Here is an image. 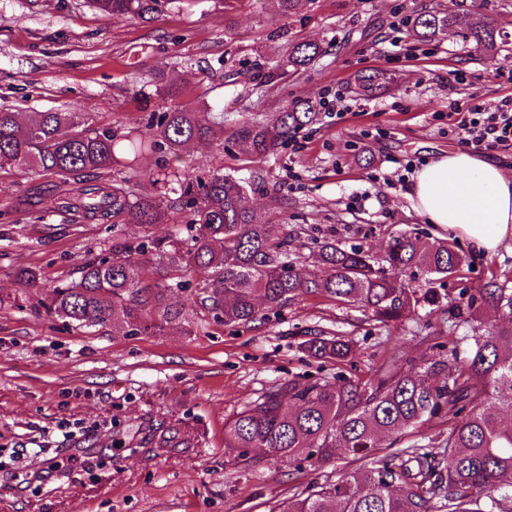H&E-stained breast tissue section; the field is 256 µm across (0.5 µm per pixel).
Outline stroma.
<instances>
[{
    "mask_svg": "<svg viewBox=\"0 0 512 512\" xmlns=\"http://www.w3.org/2000/svg\"><path fill=\"white\" fill-rule=\"evenodd\" d=\"M419 6L467 14L474 26L494 22L506 36L500 64L512 68V0H301L286 17L273 0H196L148 22L107 17L88 0H0V107L23 117L78 112L86 128L123 135L165 111L153 69L168 63L181 102L223 110L225 135L104 178L137 197L162 192L146 175L160 164L193 179L219 169L249 180L257 214L291 239V261L313 274L325 241L377 258L397 231L438 238L407 197L405 165L418 169L457 148L448 132L453 104L476 96L492 108L512 95V83L456 30L417 41L408 18ZM291 42H316L326 53L298 74L277 70ZM373 69L390 83L368 96L355 78ZM335 98L346 109L340 123L322 108ZM298 99L317 118L297 151L255 156L231 137L235 123H274ZM77 188L0 169V512H277L292 494L351 471L349 457L319 469L257 449L240 458L224 447L225 421L279 380L366 379L395 356L419 365L448 355V316L438 308L384 325L329 295H299L254 323L227 325L197 302L202 274L176 267L169 279L184 285L188 331L115 336L75 327L48 314L54 286L111 253L114 241L187 236L176 206L161 224L76 220L58 202ZM26 269L37 272L35 287L22 284ZM508 271L512 241L443 288L455 297ZM318 331L351 343L346 361L304 351ZM183 425L190 447H158L164 429ZM447 435V420L435 419L380 440L377 453L437 449ZM75 448L83 461L40 485L24 483L48 451Z\"/></svg>",
    "mask_w": 512,
    "mask_h": 512,
    "instance_id": "obj_1",
    "label": "stroma"
}]
</instances>
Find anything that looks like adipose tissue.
<instances>
[{"instance_id": "1", "label": "adipose tissue", "mask_w": 512, "mask_h": 512, "mask_svg": "<svg viewBox=\"0 0 512 512\" xmlns=\"http://www.w3.org/2000/svg\"><path fill=\"white\" fill-rule=\"evenodd\" d=\"M407 196L428 223L464 236L475 256L512 239V175L493 160L450 151L416 172Z\"/></svg>"}]
</instances>
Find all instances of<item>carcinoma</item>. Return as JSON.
I'll return each mask as SVG.
<instances>
[{
    "mask_svg": "<svg viewBox=\"0 0 512 512\" xmlns=\"http://www.w3.org/2000/svg\"><path fill=\"white\" fill-rule=\"evenodd\" d=\"M193 2L89 0L109 16L144 21ZM454 27L489 62L496 61L502 35L493 23L472 27L457 14L415 10L414 33L422 41ZM322 54L317 43H290L277 68L299 73ZM154 80L170 106L150 113L146 133L116 136L106 128L91 134L82 129L78 112H33L22 123L18 113L0 108V168L81 179L78 195L62 207L89 221L162 223L168 196L132 200L123 188L100 181L97 172L121 163L138 166L162 151L175 154L191 141L212 140L224 134V113L195 112L179 103L162 67ZM314 117L307 104L296 102L275 124L245 122L232 137L266 156ZM156 181L169 186L186 212L188 237L113 243L112 256L86 261L77 278L54 287L48 311L81 328H110L114 336L154 334L183 316L182 284L162 277L163 268L182 265L204 275L200 305L226 325L253 323L262 310L280 309L300 294H328L382 324L444 298L449 327H471L464 359L454 349L448 359L424 366L395 361L365 381L276 383L225 422L224 447L239 457L266 448L271 459L290 464L305 458L321 466L339 455L363 461L374 455L379 438L446 417L448 437L440 452H397L375 467L356 468L289 498L280 512H512V426L501 420L512 410V276H493L458 299L432 286L414 288L403 279L409 271L421 270L431 282L456 273L468 259L446 240L423 241L408 231L391 235L379 258L326 241L319 250L322 273L304 276L288 261V238L276 236L252 208L249 183L222 172L205 179L161 172ZM148 252L159 255V267L151 271L138 260ZM487 308L499 323L482 321ZM306 350L340 362L350 345L340 337H315Z\"/></svg>",
    "mask_w": 512,
    "mask_h": 512,
    "instance_id": "1",
    "label": "carcinoma"
}]
</instances>
